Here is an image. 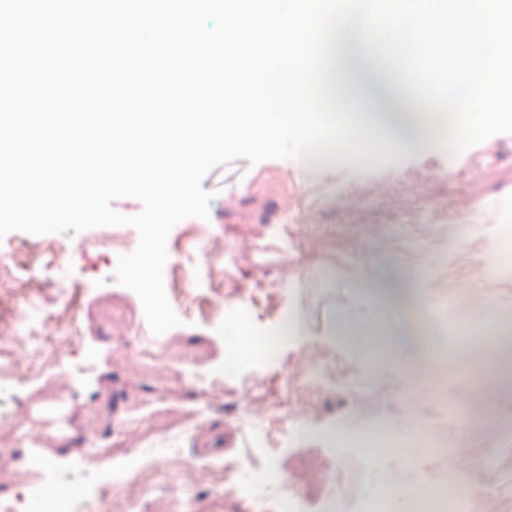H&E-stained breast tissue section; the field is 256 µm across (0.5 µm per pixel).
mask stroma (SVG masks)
I'll return each instance as SVG.
<instances>
[{
	"mask_svg": "<svg viewBox=\"0 0 512 512\" xmlns=\"http://www.w3.org/2000/svg\"><path fill=\"white\" fill-rule=\"evenodd\" d=\"M421 128L417 148L384 141L369 162L238 159L213 170L203 182L215 194L209 220L186 219L167 241V264L191 278L198 310L160 337L139 297L115 282L116 254L78 249L101 229L58 235L62 252L35 270L26 262L32 235L1 239L0 255L35 286L25 303L0 288V317L22 329L33 302L67 309L70 325L55 367L0 383V498L22 484H80L86 471L112 473L132 449L156 448L157 487L139 512H285L276 486L255 498L207 485L182 491L170 463L178 454L235 463L240 481L251 461L272 458L314 502L341 476L334 512H348L351 446L337 429L356 433L370 419L394 428L412 382L441 379L459 390L449 424L482 457L460 492L512 512V281L488 265L512 237V134L463 159L442 150L432 114ZM213 239L224 242L219 281L207 256ZM469 289L483 313L463 336L475 356L463 363L456 345L415 341ZM238 307L253 336L273 340L270 353H236ZM347 316L352 334L342 340ZM289 318L300 338L281 335ZM234 354L236 372L210 388ZM63 395L73 399L67 429L42 431L36 407ZM272 400L280 410L265 414Z\"/></svg>",
	"mask_w": 512,
	"mask_h": 512,
	"instance_id": "1",
	"label": "stroma"
}]
</instances>
